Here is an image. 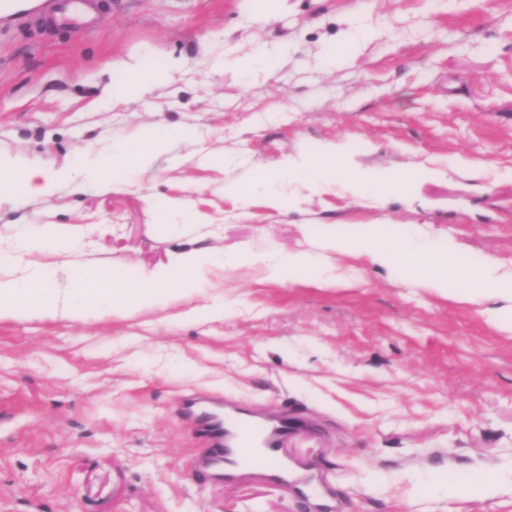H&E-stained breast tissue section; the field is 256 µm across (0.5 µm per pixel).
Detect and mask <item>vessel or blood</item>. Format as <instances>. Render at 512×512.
Segmentation results:
<instances>
[{
	"label": "vessel or blood",
	"mask_w": 512,
	"mask_h": 512,
	"mask_svg": "<svg viewBox=\"0 0 512 512\" xmlns=\"http://www.w3.org/2000/svg\"><path fill=\"white\" fill-rule=\"evenodd\" d=\"M97 0H0V25L39 14L63 25L94 21ZM187 405L195 410L206 451L198 468L201 475L220 478L226 469L240 468L251 456H261L280 483L289 478L282 450L288 439L307 423L302 412L270 415L244 409L232 401L192 395Z\"/></svg>",
	"instance_id": "obj_1"
}]
</instances>
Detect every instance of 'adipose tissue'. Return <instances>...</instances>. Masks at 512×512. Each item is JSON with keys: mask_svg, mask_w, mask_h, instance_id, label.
I'll list each match as a JSON object with an SVG mask.
<instances>
[{"mask_svg": "<svg viewBox=\"0 0 512 512\" xmlns=\"http://www.w3.org/2000/svg\"><path fill=\"white\" fill-rule=\"evenodd\" d=\"M161 71L150 61L127 69L123 79L112 86L116 99L143 98L158 82ZM179 127L154 128L124 149L100 159H77L72 170L59 171L52 164L0 154V198H40L52 195L61 182L82 185L96 181L113 187L125 182L129 170L152 156L170 151L187 138ZM351 171L342 146H326L319 156L305 160L282 159L270 169L259 171L246 187L225 185V192L247 202L262 195L270 206L280 209L290 200L279 184L291 179L308 186H321L334 179L350 178ZM63 239L57 229L25 233L7 250L0 249V320L65 318L76 320L89 310L109 316H125L189 298L196 290V277L216 257L208 253H187L171 267L146 271L126 267L118 275L90 276L81 271L70 274L65 287H56V270L49 266L23 265L25 256L57 248ZM322 256L304 252L273 253L260 256L248 248H238L225 257L229 268L262 266L270 279L295 285L312 283L333 288L341 277L336 267L323 260L324 254L358 251L376 265L397 274H410L418 284L448 299L475 307L489 324L512 330V271L502 270L487 260L462 269L449 265L448 252L436 240L421 236L410 224H372L357 245L335 235L320 238Z\"/></svg>", "mask_w": 512, "mask_h": 512, "instance_id": "1", "label": "adipose tissue"}]
</instances>
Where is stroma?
Listing matches in <instances>:
<instances>
[{"mask_svg": "<svg viewBox=\"0 0 512 512\" xmlns=\"http://www.w3.org/2000/svg\"><path fill=\"white\" fill-rule=\"evenodd\" d=\"M256 14L254 0H105L93 28L0 32V153L67 167L154 126L191 133L120 187L0 199V246L53 225L69 245L41 263L95 274L411 224L457 258L512 266V0H282L274 20ZM358 14L370 38L327 65ZM283 42L270 78L223 61ZM146 58L166 77L144 99H113ZM330 144L356 171L436 174L400 193L299 186L286 210L224 192ZM459 158L487 162L484 178ZM168 201L198 223H162ZM339 263L349 286L217 265L190 298L124 317L0 321V512H317L257 472L203 481L192 393L305 412L284 455L321 475L332 512H512V331L358 252ZM216 303L223 314L202 315ZM448 471L500 491L419 493Z\"/></svg>", "mask_w": 512, "mask_h": 512, "instance_id": "obj_1", "label": "stroma"}]
</instances>
